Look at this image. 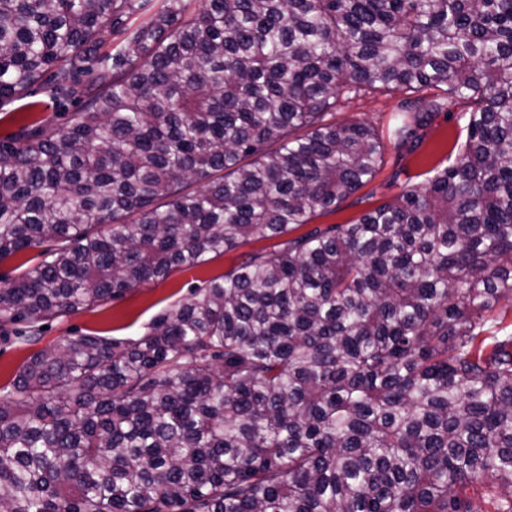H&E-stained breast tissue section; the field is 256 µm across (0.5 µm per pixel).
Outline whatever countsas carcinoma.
Here are the masks:
<instances>
[{
    "mask_svg": "<svg viewBox=\"0 0 512 512\" xmlns=\"http://www.w3.org/2000/svg\"><path fill=\"white\" fill-rule=\"evenodd\" d=\"M150 4L0 0V105L79 102L0 139V262L42 257L0 278V341L280 242L136 343L32 352L0 387V512H512V0ZM360 91L404 95L387 137L331 120ZM447 99L453 163L312 223Z\"/></svg>",
    "mask_w": 512,
    "mask_h": 512,
    "instance_id": "cac0c4a2",
    "label": "carcinoma"
}]
</instances>
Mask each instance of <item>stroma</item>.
<instances>
[{
  "mask_svg": "<svg viewBox=\"0 0 512 512\" xmlns=\"http://www.w3.org/2000/svg\"><path fill=\"white\" fill-rule=\"evenodd\" d=\"M400 100L397 93L351 94L341 98L332 119L365 122L381 131L397 112ZM463 110L461 103H448L434 116L423 145L413 154H405L393 144H386L384 162L375 179L342 202L336 211L319 215L318 223H350L364 211L395 198L403 185L426 182L452 158L453 147L460 136ZM270 245V239L250 236L238 247L210 255L199 266L174 270L166 280L141 284L121 298L101 302L92 309L49 323L42 343L52 345L60 337L90 332L127 343L137 342L149 333L155 319L188 298L195 288L235 269L245 254Z\"/></svg>",
  "mask_w": 512,
  "mask_h": 512,
  "instance_id": "1",
  "label": "stroma"
}]
</instances>
